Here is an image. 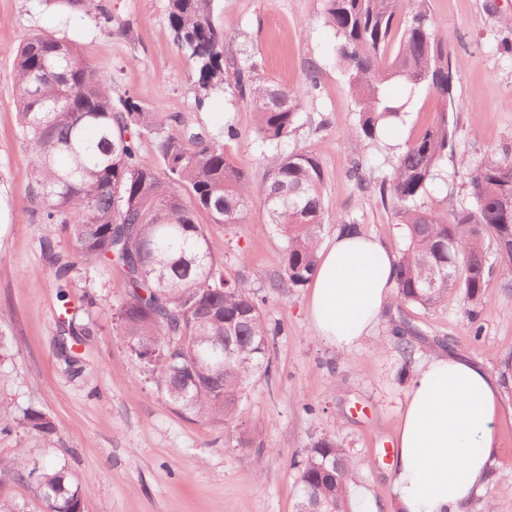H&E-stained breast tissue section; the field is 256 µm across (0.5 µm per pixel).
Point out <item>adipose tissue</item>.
Instances as JSON below:
<instances>
[{
    "instance_id": "adipose-tissue-1",
    "label": "adipose tissue",
    "mask_w": 512,
    "mask_h": 512,
    "mask_svg": "<svg viewBox=\"0 0 512 512\" xmlns=\"http://www.w3.org/2000/svg\"><path fill=\"white\" fill-rule=\"evenodd\" d=\"M395 255L378 238L339 229L310 283L316 336L348 351L371 334L392 296ZM500 413L499 386L480 363L428 360L410 388L397 430L394 487L401 512H465L488 481Z\"/></svg>"
}]
</instances>
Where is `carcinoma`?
I'll use <instances>...</instances> for the list:
<instances>
[{"instance_id":"carcinoma-1","label":"carcinoma","mask_w":512,"mask_h":512,"mask_svg":"<svg viewBox=\"0 0 512 512\" xmlns=\"http://www.w3.org/2000/svg\"><path fill=\"white\" fill-rule=\"evenodd\" d=\"M61 10L102 11L98 0H45ZM215 0H167L168 29L193 61L196 106L234 84L249 98L256 137L271 149L288 143L303 110L302 98L258 77L252 66L227 56L228 27L214 19ZM324 17L335 31L336 59L358 112L353 135L375 144L421 92L435 101L433 122L397 155L379 182L382 200L403 226L397 255V307L433 308L460 293L471 318L483 306L487 278L498 271L512 288V230L497 196L512 177V160L490 155L467 170L470 204L451 213L425 206L423 196L441 161L454 148V92L459 68L437 37L428 0H324ZM23 139L32 153L31 201L52 254L56 225L70 230L75 255L88 267L117 272L126 286L116 312L130 352L150 372L167 401L210 426L244 417L251 380L271 377L270 337L278 333L256 293L224 273L196 213L216 224H241L250 200H263L266 215L284 240L281 272L273 290L282 296L309 283L328 214L324 174L303 148L278 156L256 187L232 158L231 124L213 132L178 131L177 119L150 111L127 96L114 104L106 75L93 68L76 43L41 32L26 38L13 59ZM152 141L140 154L141 136ZM404 320L391 335L409 359L413 345ZM235 358L224 361V348ZM24 432L53 445L54 421L28 408L16 421ZM327 462L329 474L318 467ZM299 501L350 512L355 473L349 451L332 436L306 449L298 462ZM34 481L48 512H82L88 486L72 482L48 462L23 469L22 453L0 459V476Z\"/></svg>"}]
</instances>
